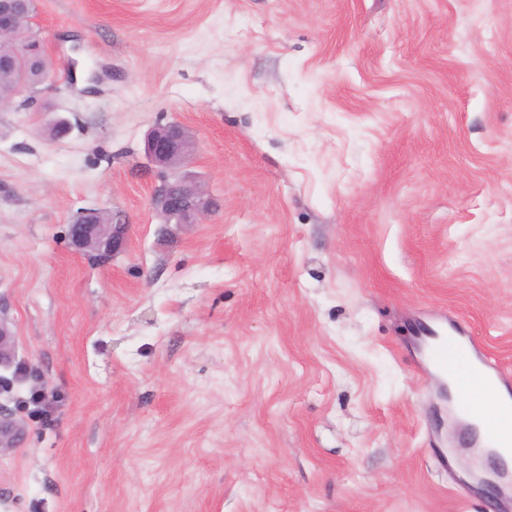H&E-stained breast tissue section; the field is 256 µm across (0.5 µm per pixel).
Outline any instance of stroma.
I'll return each instance as SVG.
<instances>
[{
	"label": "stroma",
	"instance_id": "stroma-1",
	"mask_svg": "<svg viewBox=\"0 0 512 512\" xmlns=\"http://www.w3.org/2000/svg\"><path fill=\"white\" fill-rule=\"evenodd\" d=\"M51 82L0 108V512H512L420 363L512 371V0H35ZM67 120L71 131L52 129ZM176 123L217 204L162 226ZM124 249L77 251V210ZM150 161L163 170H177L192 156V143L182 126L169 123L154 129L147 140ZM2 368L11 370V377L0 373L1 393L9 392L17 380L33 378L28 375L24 364L16 362L13 337L7 327L0 322V371ZM13 410L0 403V452L12 448L17 437Z\"/></svg>",
	"mask_w": 512,
	"mask_h": 512
}]
</instances>
